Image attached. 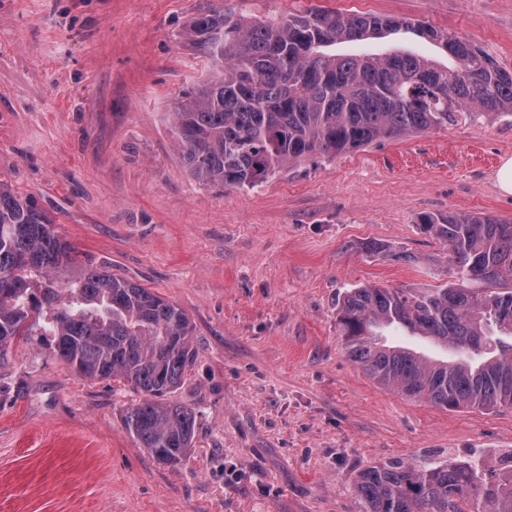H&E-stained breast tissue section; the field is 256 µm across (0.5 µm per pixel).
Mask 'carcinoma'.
<instances>
[{
	"instance_id": "carcinoma-1",
	"label": "carcinoma",
	"mask_w": 512,
	"mask_h": 512,
	"mask_svg": "<svg viewBox=\"0 0 512 512\" xmlns=\"http://www.w3.org/2000/svg\"><path fill=\"white\" fill-rule=\"evenodd\" d=\"M408 26L387 15L316 8L247 20L203 6L183 37L218 68L182 91L173 128L189 172L221 186H254L290 164L336 156L380 138L458 123L477 108L512 117V70L430 25L419 34L459 68L410 53L336 55V43L379 39ZM448 246L446 288H353L337 301L351 361L377 384L448 411L512 407V221L484 214L424 215ZM472 282L497 290L476 294ZM418 336L459 358L429 359L382 341ZM192 326L179 307L105 269L86 268L33 200L0 184V368L16 340L50 337L79 375L116 378L142 395L125 427L156 460L177 465L194 438V412L167 401L192 364ZM363 512H512V469L402 461L359 472Z\"/></svg>"
}]
</instances>
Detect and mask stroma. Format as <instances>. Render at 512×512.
<instances>
[{
  "instance_id": "1",
  "label": "stroma",
  "mask_w": 512,
  "mask_h": 512,
  "mask_svg": "<svg viewBox=\"0 0 512 512\" xmlns=\"http://www.w3.org/2000/svg\"><path fill=\"white\" fill-rule=\"evenodd\" d=\"M205 4L255 19L313 7L425 23L512 69V0H0V183L33 199L86 264L183 309L195 361L172 399L194 447L157 462L125 431L141 396L89 380L46 342L0 370V512H360L356 474L512 460V408L445 411L367 378L336 301L350 288H442L448 248L425 213L512 220L496 183L512 118L483 116L255 187L195 178L173 129L214 69L182 39ZM448 64L402 29L363 43ZM379 243L390 255L369 254Z\"/></svg>"
}]
</instances>
